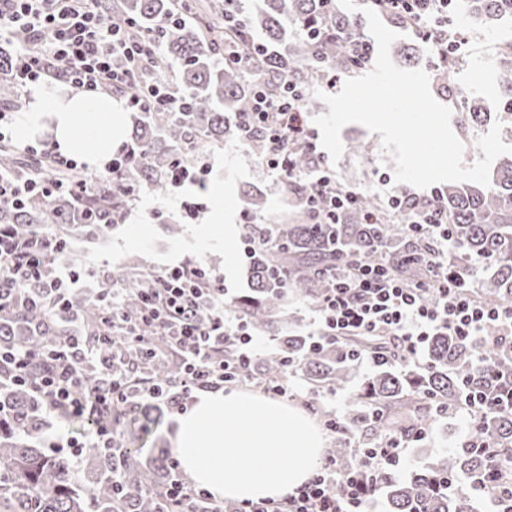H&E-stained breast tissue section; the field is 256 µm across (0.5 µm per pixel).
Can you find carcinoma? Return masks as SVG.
<instances>
[{
  "mask_svg": "<svg viewBox=\"0 0 512 512\" xmlns=\"http://www.w3.org/2000/svg\"><path fill=\"white\" fill-rule=\"evenodd\" d=\"M472 17L489 25L503 13L512 11V0H465ZM195 10L190 0H109L105 4L108 20L133 32H149L164 47L160 62L151 66L153 82L164 87L174 85L186 98L188 108L172 115L168 112H144L139 118L131 146L132 157L121 174L102 179L94 197L72 203L68 189L88 180L86 173L63 172L62 190L50 197L36 195L15 206H0V229L16 236L50 234L56 224L61 233L62 253L45 258L40 282L18 291L10 309L0 315V346L40 356L48 342L66 332V323L49 313L46 283L55 265L67 258L70 238L98 239L105 236L106 219L125 210L131 193H158L168 184L171 162L179 158L185 164L195 161L192 139L202 135L217 142H238L236 117L245 111L263 85L271 94L291 81L304 90L305 111L316 112L320 100L313 94V80L321 72H343L358 67L353 59L360 19L340 9L335 0H260L255 9L245 12L236 7L241 23L224 33L226 51L242 57L250 55L253 45L268 49L264 57L241 64L219 63L212 56L213 38L219 37L216 25L224 18L223 0L205 5L199 16L208 35L184 20ZM264 33L262 41L254 31ZM178 64L176 72L170 60ZM455 61L449 54L440 60L435 78L458 102L460 126L467 129L481 115L477 94L457 86L453 78ZM496 76L504 96L512 100V45L495 53ZM0 169L20 177L33 169L8 145H0ZM306 188H288L285 205L299 209L302 224H246L243 238L263 239L273 247L255 248L247 265L251 291L227 302V308L242 316L249 328L276 340L267 357L253 361L247 374L264 383H277L293 369L317 388L341 389L348 383L353 360L347 346L334 343L310 347L309 337L285 330L288 298L300 296L314 303L329 287L330 272L357 260L371 259L409 281L425 275L422 265L412 258L436 255L428 239L407 225L394 221L392 212L376 199L361 193L339 224H321L317 211L304 202ZM244 212L254 217L267 209L266 194L258 187L243 192ZM438 206L448 214V238L455 253L448 268L468 280L470 265L477 257L486 263L487 277L477 292L485 306L512 303V155H504L490 174V186L474 183H450L442 188ZM84 209L92 214L86 222L74 215ZM154 272L133 260L112 280L96 291L78 293L71 304L92 334L112 335L115 362L129 375L147 382H161L169 396L180 397L176 383L177 363L159 351L150 354L127 348L119 332L102 321L103 300L114 296L117 313L127 317L140 306V291L149 287ZM357 348L378 356L394 354L393 339L366 336L353 341ZM428 364L424 368L394 369L385 365L365 377L349 403L344 430L359 433L361 446L368 448L387 435L407 441L416 440V432L426 420L453 412L478 390L512 387V343L488 345L485 355L495 365H481L473 344L456 336L437 333L427 343ZM87 389L104 381L103 369L95 361L82 365ZM0 512H182L184 506L167 499L163 491L178 476L172 456L154 448L142 454L160 425L146 405L127 406L119 412L120 430L112 447L90 449L97 477L88 486L82 483L73 456L65 452L49 454L44 448L48 419L35 394L26 386L8 380L0 367ZM490 437L504 458H512V415L488 417L477 421L474 439ZM326 459L354 464L358 456L343 439L331 442L324 450ZM487 462V454L461 445L446 456H437L404 479L394 475L381 479L388 512H475L470 497L453 489L461 474H476Z\"/></svg>",
  "mask_w": 512,
  "mask_h": 512,
  "instance_id": "cac0c4a2",
  "label": "carcinoma"
}]
</instances>
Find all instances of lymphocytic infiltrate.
I'll list each match as a JSON object with an SVG mask.
<instances>
[{
	"label": "lymphocytic infiltrate",
	"instance_id": "lymphocytic-infiltrate-1",
	"mask_svg": "<svg viewBox=\"0 0 512 512\" xmlns=\"http://www.w3.org/2000/svg\"><path fill=\"white\" fill-rule=\"evenodd\" d=\"M384 1L392 12L410 17L423 40L450 50L458 44L459 31L446 23L450 0ZM11 40L16 41L17 50L8 65H0V80H12L22 89L48 76L90 94L121 89L141 81L147 64L158 54L151 35H136L107 23L96 0H0V41ZM237 127L245 140L258 132L265 136L266 167L285 186L296 178L293 150H317L304 118L303 95L289 82L275 96L258 90L250 108L239 115ZM24 150L44 160L46 168L36 180L0 171V201L19 202L33 193L52 196L62 187L57 173L77 167L74 159L45 140L28 143ZM358 197V191L338 184L335 172L323 160H316L307 201L318 207L323 223H338ZM387 206L412 230L430 236L438 249L447 248L448 217L443 210L434 205L408 210L396 194L388 195ZM56 247L49 236L1 238L0 275L7 287L17 291L39 279L43 257ZM427 266L428 278L413 284L365 260L351 270L337 269L330 288L314 307L312 345L382 334L396 339L410 358L423 339L439 331L475 345L512 340V305H481L468 281L450 272L447 263L431 259ZM431 291L438 296L433 304L425 299ZM123 325L136 349L150 350L160 337L178 347L179 383L185 394L223 388L229 369L246 370L256 357L245 320L224 308L223 277L197 262L156 272L139 313L124 318ZM54 343V355L43 363L36 365L28 355L0 350V364L15 381L31 388L45 410L63 406L81 414L88 405H95L104 419L88 433V447H106L113 438V404L135 397L164 400L158 386L134 390L125 371L113 363L107 336H58ZM89 358L99 359L108 375L91 399L84 395L79 375L80 364ZM406 452L404 440L385 439L361 451L356 468L345 471L335 461H326L292 493L277 500L243 503L239 512H371L378 478L396 472ZM456 485L469 495L483 497L489 512H512V479L497 463H490L485 472L457 478Z\"/></svg>",
	"mask_w": 512,
	"mask_h": 512
}]
</instances>
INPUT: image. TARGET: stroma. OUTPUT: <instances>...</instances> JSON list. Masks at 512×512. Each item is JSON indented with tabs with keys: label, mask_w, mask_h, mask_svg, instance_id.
<instances>
[{
	"label": "stroma",
	"mask_w": 512,
	"mask_h": 512,
	"mask_svg": "<svg viewBox=\"0 0 512 512\" xmlns=\"http://www.w3.org/2000/svg\"><path fill=\"white\" fill-rule=\"evenodd\" d=\"M460 31L467 47L463 58L456 63L457 79H464L468 68L480 66L487 50L493 46L495 28L478 21L461 25ZM393 62L403 69H420L433 74L436 60L427 42L402 30L391 46ZM483 111L488 118L468 130L458 131L457 136L464 144L465 164L474 163L482 152L476 147V139L488 132L498 119L506 102L491 90L479 93ZM381 136L369 133L362 125L350 124L341 131L342 142L361 141V153H344L336 169V179L345 188H354L373 194L377 200H385L388 193L396 191L393 180L395 164L382 158ZM198 154L209 165L206 188L185 185L181 188L167 187L160 194L142 193L134 201L124 224L110 230L103 240L87 243L73 240L69 265L83 272L82 287L99 285L111 279L113 271L119 270L127 260H137L149 269H164L179 265L182 261L200 260L222 275L229 293L235 294L247 286L243 271L247 266L240 242L225 244L223 232H214L208 244H201L200 236L218 204L228 207L232 223L242 224L243 206L241 194L244 188L257 185L268 196V206L262 218L263 223L279 224L283 221L285 205L283 188L272 176L263 159L245 158L240 144H206ZM223 184L224 197L216 199L210 188ZM368 367L359 363L353 367V376L345 388L327 392H310L308 384L299 374L288 377V386L296 405L312 402L314 409H322L345 416L348 401L366 377ZM466 421L462 414L443 416L430 421L424 439L410 443L405 460L399 471L409 474L424 466L431 457L445 455L454 450L463 440Z\"/></svg>",
	"instance_id": "1"
}]
</instances>
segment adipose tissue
<instances>
[{
  "instance_id": "ef3b65f1",
  "label": "adipose tissue",
  "mask_w": 512,
  "mask_h": 512,
  "mask_svg": "<svg viewBox=\"0 0 512 512\" xmlns=\"http://www.w3.org/2000/svg\"><path fill=\"white\" fill-rule=\"evenodd\" d=\"M52 119L55 145L78 155L97 168H104L120 145L127 129L126 112L121 100L112 97L72 93L53 85L33 88L31 101L22 113L18 134L29 139L42 130L44 119Z\"/></svg>"
}]
</instances>
